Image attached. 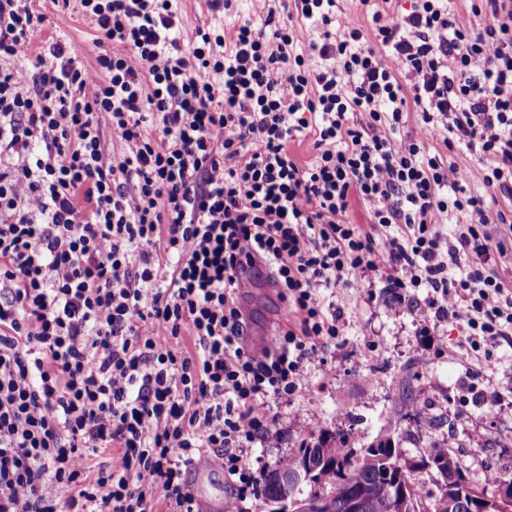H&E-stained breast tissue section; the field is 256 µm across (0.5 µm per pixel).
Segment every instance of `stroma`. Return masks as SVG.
Returning <instances> with one entry per match:
<instances>
[{
	"mask_svg": "<svg viewBox=\"0 0 512 512\" xmlns=\"http://www.w3.org/2000/svg\"><path fill=\"white\" fill-rule=\"evenodd\" d=\"M177 6L184 45L193 40L196 29L229 30L242 16L262 19L271 8L281 24L293 29L299 46H306L310 38L309 25L288 17L283 0H235L229 10L215 0H178ZM34 7L46 21L33 53H40L44 43L67 40L76 48L90 83H97L100 72L92 24L76 9L62 8L53 0H36ZM239 300L248 307V340L274 342L286 326L285 305L277 289L254 269L248 287L239 291ZM335 301L344 313L342 338L308 363L311 390L277 405L276 426L261 447L245 450L247 462L270 468L279 456L296 451L304 439L350 431L354 449L384 434L408 457L433 444L448 449L477 483L487 466L512 474V398L491 410L470 407L467 421L457 418L462 368L449 355L456 346L457 330L444 324L433 335H420L413 313L395 310L377 283L337 289ZM326 372L335 383L319 387Z\"/></svg>",
	"mask_w": 512,
	"mask_h": 512,
	"instance_id": "stroma-1",
	"label": "stroma"
}]
</instances>
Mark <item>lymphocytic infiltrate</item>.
<instances>
[{
    "label": "lymphocytic infiltrate",
    "instance_id": "f902f5d3",
    "mask_svg": "<svg viewBox=\"0 0 512 512\" xmlns=\"http://www.w3.org/2000/svg\"><path fill=\"white\" fill-rule=\"evenodd\" d=\"M33 2L0 0V512H194L205 456L224 512H248L264 469L243 451L341 336L339 287L381 283L423 335L455 327L463 403L500 402L480 380L512 345V0H469L476 27L456 0H359L367 33L337 0H294L302 52L270 15L184 46L175 0H79L92 89L71 43L30 58ZM256 265L287 315L250 351L238 288ZM219 469H221L220 463L211 460H203L200 463H195L190 466V476L205 473L200 477H190L189 480L188 488L194 499V504L196 505L195 509L200 508L198 497L195 495H202L209 500H225L229 496L230 486L227 480L224 478V471Z\"/></svg>",
    "mask_w": 512,
    "mask_h": 512
}]
</instances>
